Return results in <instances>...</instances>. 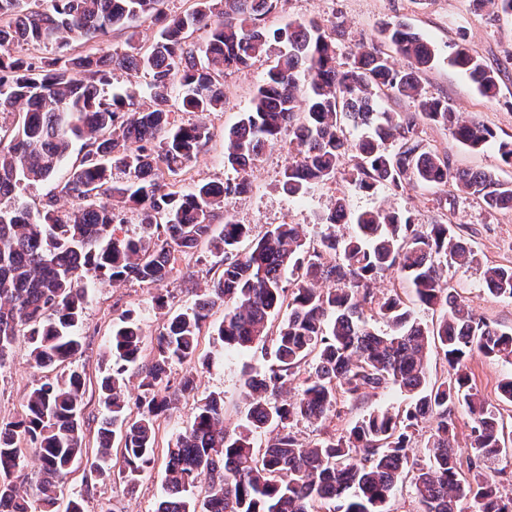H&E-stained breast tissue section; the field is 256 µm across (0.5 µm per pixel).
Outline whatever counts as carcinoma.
Wrapping results in <instances>:
<instances>
[{
    "instance_id": "cac0c4a2",
    "label": "carcinoma",
    "mask_w": 512,
    "mask_h": 512,
    "mask_svg": "<svg viewBox=\"0 0 512 512\" xmlns=\"http://www.w3.org/2000/svg\"><path fill=\"white\" fill-rule=\"evenodd\" d=\"M21 0H0V112L17 116L0 125V368L16 338H26L38 367L66 370L38 381L20 419L0 423V512H57V492L84 452L81 421L86 381L72 359L82 348L79 324L89 285L121 280L157 287L168 281L181 256L202 244L221 257L222 272L174 312L154 339V356L141 364L144 334L128 312L112 328V364L98 392L107 416L99 448L86 459L90 470L109 472L111 440L121 443L117 478L136 488L156 461L157 421L176 393L193 388L194 374L173 384L174 363L198 359L210 311L224 305L214 334L224 349L271 345L274 363L243 374L245 410L236 424L224 418V399L200 400L189 424L165 451L164 493L156 512H390L393 491L411 483L422 512H457L469 496L474 512H512V489L484 466L512 443L500 405H512V376L498 385L499 404L471 383L466 361L473 352L512 363V328L490 324L443 282L440 259L460 262L475 252L454 225L417 224L398 211H351L344 197L325 218L328 232L314 243L299 225L278 224L253 237L245 224L228 221L215 232L216 210L251 189L246 178L200 181L191 190L172 180L210 141L202 123L178 124L175 110L224 108V76L282 46L251 108L224 130V165L238 171L266 145L288 135L296 160L281 187L300 196L313 184L335 178L354 161V188L384 184H452L491 210H512V182L472 169L454 168L448 157L425 150L415 138L417 119L448 128L458 144L497 148L512 164V140L489 127L460 119L448 101L422 93V76L433 66L429 41L402 21L381 26L382 43L408 61L394 68L381 48H360L345 67L336 62V38L310 21L267 27L274 0H193L190 9L166 14L163 0H51L48 11L19 10ZM160 23L147 47L118 53H73L70 40L98 43L143 19ZM205 28L200 48L191 40ZM58 49L54 56L27 57L23 46ZM452 62L479 94L499 93L494 71L455 45ZM144 72L148 96L114 89L115 71ZM407 99V115L379 111V100ZM373 130L358 143L346 128ZM82 156L60 193L70 209L49 200L33 210L17 189L50 180L73 142ZM136 211L141 232L123 231ZM352 232L336 235V225ZM397 270L411 303L399 293L379 296L372 285ZM290 273L292 283L285 284ZM489 293L512 298V265L486 271ZM333 287L323 289L319 283ZM439 308L431 325L413 317L410 305ZM382 321L385 331L373 328ZM440 352L450 367L433 379L429 357ZM305 371L291 393L290 377ZM140 376L134 400L126 393ZM397 388L412 398L403 411L372 410L343 435L305 441L293 431L300 421L322 422L329 413L360 404L371 391ZM471 419L466 438L468 471L458 454L456 412ZM431 425L423 450L413 442ZM270 434L265 446L256 438ZM207 477L205 495L187 493Z\"/></svg>"
}]
</instances>
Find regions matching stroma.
<instances>
[{
	"label": "stroma",
	"mask_w": 512,
	"mask_h": 512,
	"mask_svg": "<svg viewBox=\"0 0 512 512\" xmlns=\"http://www.w3.org/2000/svg\"><path fill=\"white\" fill-rule=\"evenodd\" d=\"M315 20L323 28L341 25L343 39L336 47V61L346 65L358 47L378 38L381 23L402 20L430 41L435 50V62L423 76L426 96L447 100L463 118H473L493 129L498 138L512 139V18L492 19L473 0H278L269 24L281 26L299 20ZM466 42L498 75L500 92L496 98L482 97L473 83L450 64L448 55L454 43ZM276 58L268 52L251 67L225 76L224 108L211 113H178L182 122H203L212 138L205 150L189 165L193 180L225 182L238 174L224 165V129L235 123L241 112L251 106L254 92ZM415 134L430 151L450 157L457 168L489 170L503 180L512 181V166L504 164L495 146L471 150L459 145L446 128L433 123H419ZM292 161L285 143L266 146L247 171L253 189L230 200L226 213L216 216L215 226L225 220L249 224L256 231L276 224H297L307 239H318L325 231L324 218L336 198L345 196L353 210L376 208L395 209L413 215L416 223L427 224L439 216L460 225V235L469 241L475 252L473 263L462 265L448 262L443 275L450 288L488 321L512 327V300L496 298L485 289L487 267L512 263V211L490 210L480 201L453 194L449 187L422 186L393 191L380 186L369 192L354 191L353 166L345 164L335 179L313 186L301 196H290L280 185L284 169ZM219 259L208 249H200L177 267L167 288L172 296L167 308H157L154 289L132 281L104 282L92 285L83 310L80 333L83 347L74 363L86 376L84 434L88 448H96V430L105 411L98 401V382L110 364L107 340L125 312H133L147 339H154L169 313L189 306L200 288L213 278ZM201 353L211 354L214 361L202 370L196 364H173L171 375L181 378L193 372L197 375L195 392L181 395L173 408L158 421L160 446L174 442L176 435L189 423L198 400L216 392L224 396L227 420L238 421L244 409L241 379L244 370L260 371L271 358L260 351L244 353L225 351L215 337L202 335ZM471 384L490 402H497L499 381L512 375V365L474 354L467 361ZM29 356L25 340H17L13 353L0 368V421H8L23 410L25 397L40 377ZM164 464L141 478L135 492H127L114 476L91 473L85 461H78L73 473L59 491L60 504L78 494H85L87 512H155L163 493Z\"/></svg>",
	"instance_id": "1"
}]
</instances>
